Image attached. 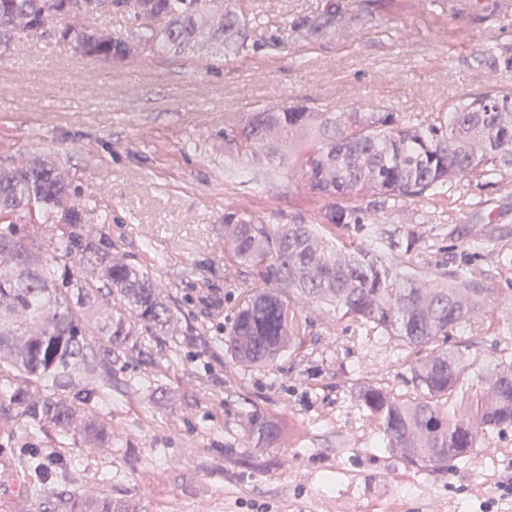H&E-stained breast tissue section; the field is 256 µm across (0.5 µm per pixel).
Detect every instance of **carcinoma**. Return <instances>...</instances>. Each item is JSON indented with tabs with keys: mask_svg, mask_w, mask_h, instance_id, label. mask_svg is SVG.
I'll list each match as a JSON object with an SVG mask.
<instances>
[{
	"mask_svg": "<svg viewBox=\"0 0 512 512\" xmlns=\"http://www.w3.org/2000/svg\"><path fill=\"white\" fill-rule=\"evenodd\" d=\"M251 3L224 0H0V47L35 34L54 17L59 41L114 62L159 53H190L219 42L226 56L278 49L284 36L318 41L350 33L341 0L313 14L280 15L264 43L253 39ZM122 16L137 27L128 39L86 26L92 14ZM481 70L512 73V44L485 47ZM224 148L237 156L285 163L325 201L317 223L331 232L385 224L391 204L442 195L463 179L499 188L512 175V86H485L421 118L384 105L315 110L268 108L224 118ZM71 182L47 160L0 168V415L51 428L86 443L103 441L112 423L85 417L84 405L108 395L112 358L138 350L129 318L149 331L168 329L173 309L142 265L112 256L105 226L88 228V212L71 202ZM362 198L359 205L347 200ZM226 261L249 268L260 286L238 305L224 347L237 362L266 366L291 344L283 294L333 306L429 352L411 367L416 397L364 385L362 409L383 429L382 444L413 466L445 465L481 447L485 436L512 426V354L465 383L460 351L442 348L453 332L479 328L484 289L466 273L438 283L403 271V256L353 241L329 239L313 224L274 227L224 214ZM45 512H97L77 495H59Z\"/></svg>",
	"mask_w": 512,
	"mask_h": 512,
	"instance_id": "obj_1",
	"label": "carcinoma"
}]
</instances>
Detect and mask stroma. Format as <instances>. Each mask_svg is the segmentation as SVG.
Segmentation results:
<instances>
[{
	"instance_id": "35a3bbf8",
	"label": "stroma",
	"mask_w": 512,
	"mask_h": 512,
	"mask_svg": "<svg viewBox=\"0 0 512 512\" xmlns=\"http://www.w3.org/2000/svg\"><path fill=\"white\" fill-rule=\"evenodd\" d=\"M385 0L351 35L226 58L195 52L110 62L59 42L66 21L0 53V164L41 156L68 171L79 204L108 211L116 254L134 258L169 296L176 332L137 329L143 352L112 365V438L99 448L16 419L0 422V512H43L61 492L131 501L140 512H512V429L441 468L407 464L381 448L358 402L373 384L416 394L410 369L425 351L334 307L285 299L293 343L273 364L244 366L224 351L241 298L258 284L224 259V215L314 223L321 200L301 173L258 170L224 149V115L302 104L384 103L421 116L496 83L474 57L512 43L495 0ZM416 238L407 270L426 278L478 271L491 314L479 332L450 336L476 365L512 349V183L483 191L460 182L447 197L396 205L383 245ZM281 421L279 440L254 422ZM53 476L35 480L30 458ZM77 484L64 479L70 459Z\"/></svg>"
}]
</instances>
